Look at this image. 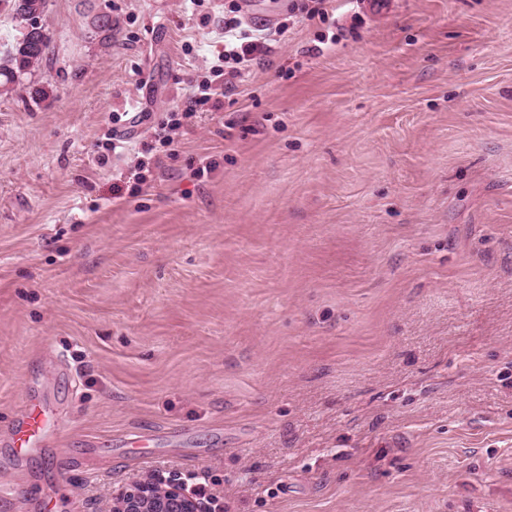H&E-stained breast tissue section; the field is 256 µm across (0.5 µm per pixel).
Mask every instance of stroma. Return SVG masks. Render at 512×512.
<instances>
[{
    "instance_id": "1",
    "label": "stroma",
    "mask_w": 512,
    "mask_h": 512,
    "mask_svg": "<svg viewBox=\"0 0 512 512\" xmlns=\"http://www.w3.org/2000/svg\"><path fill=\"white\" fill-rule=\"evenodd\" d=\"M230 2L49 0L47 98L0 97V512L156 471L225 512H512V0H338L121 189L108 132L149 134L113 113L184 106ZM55 429L47 408L39 403L27 405L21 425L17 428L13 443L16 448L31 451L40 448L43 440Z\"/></svg>"
}]
</instances>
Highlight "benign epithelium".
I'll return each mask as SVG.
<instances>
[{
  "label": "benign epithelium",
  "instance_id": "1",
  "mask_svg": "<svg viewBox=\"0 0 512 512\" xmlns=\"http://www.w3.org/2000/svg\"><path fill=\"white\" fill-rule=\"evenodd\" d=\"M112 512H218L212 503L174 476L154 475L112 497Z\"/></svg>",
  "mask_w": 512,
  "mask_h": 512
}]
</instances>
